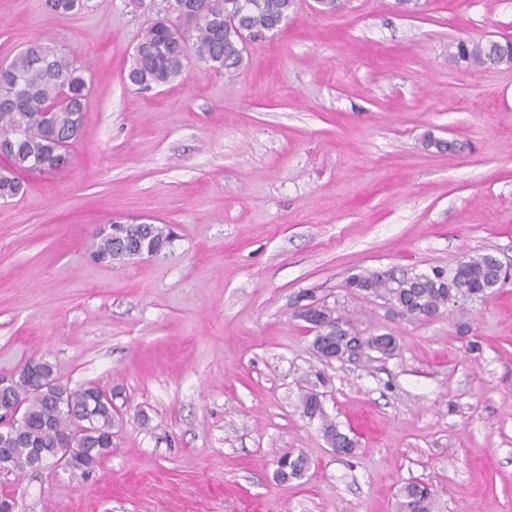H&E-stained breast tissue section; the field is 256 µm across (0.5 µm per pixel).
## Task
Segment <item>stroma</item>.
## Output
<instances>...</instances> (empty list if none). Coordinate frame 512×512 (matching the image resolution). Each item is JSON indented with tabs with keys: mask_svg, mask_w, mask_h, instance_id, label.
<instances>
[{
	"mask_svg": "<svg viewBox=\"0 0 512 512\" xmlns=\"http://www.w3.org/2000/svg\"><path fill=\"white\" fill-rule=\"evenodd\" d=\"M162 6L0 0V62L45 41L92 83L70 166L0 199V380L42 357L70 388L115 389L118 416L92 474L0 479L15 512H397L410 481L435 512H512V281L419 320L348 286L486 253L512 266V67L448 61L457 39L512 37V0H295L238 68L193 60L141 90L124 75ZM119 216L174 239L94 262V229ZM301 298L396 336V354L319 361ZM316 370L353 455L301 413ZM289 448L310 468L283 483Z\"/></svg>",
	"mask_w": 512,
	"mask_h": 512,
	"instance_id": "35a3bbf8",
	"label": "stroma"
}]
</instances>
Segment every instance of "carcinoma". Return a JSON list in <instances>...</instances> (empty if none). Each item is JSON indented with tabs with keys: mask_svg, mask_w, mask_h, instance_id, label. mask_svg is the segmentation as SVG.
Returning <instances> with one entry per match:
<instances>
[{
	"mask_svg": "<svg viewBox=\"0 0 512 512\" xmlns=\"http://www.w3.org/2000/svg\"><path fill=\"white\" fill-rule=\"evenodd\" d=\"M47 5L54 12L76 15L88 8V0H47ZM293 6L294 0H167L166 17L139 37L126 80L141 89L167 85L182 76L192 57L218 71L235 68L242 61L243 34L263 35L288 20ZM448 62L511 66L512 41L460 39L448 45ZM90 91L85 68L43 42L28 44L0 66L1 199L23 192L22 173L68 167L69 146L80 135ZM170 236L166 224L117 220L94 232L92 255L101 263L122 266L163 249ZM506 282L507 272L497 258L482 254L464 258L449 270L361 271L350 277L349 287L382 300L399 316L420 319L438 313L456 295L482 297ZM295 317L308 324L312 347L335 356L350 350L357 327L336 307L317 303L308 314L297 312ZM396 349V337L388 333L364 336L359 359L370 358L372 352L389 357ZM307 384L300 399L303 415L320 422L336 453L353 454L357 440L324 411V393L318 387L327 378L317 372ZM112 400L113 393L96 384L69 388L46 360L24 366L18 380L0 388V406L20 413L0 427V474L12 473L8 459H27L37 452L51 458L76 432L82 433V442L69 471L90 474L112 451ZM275 464L281 482L298 479L309 468L308 459L290 449ZM399 496V512H433L434 491L424 482L405 484Z\"/></svg>",
	"mask_w": 512,
	"mask_h": 512,
	"instance_id": "cac0c4a2",
	"label": "carcinoma"
}]
</instances>
